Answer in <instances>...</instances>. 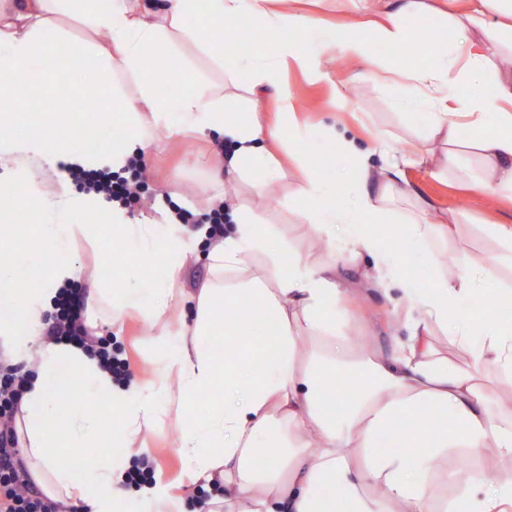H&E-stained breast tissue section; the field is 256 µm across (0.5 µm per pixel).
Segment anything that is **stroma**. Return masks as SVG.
Returning a JSON list of instances; mask_svg holds the SVG:
<instances>
[{
	"mask_svg": "<svg viewBox=\"0 0 512 512\" xmlns=\"http://www.w3.org/2000/svg\"><path fill=\"white\" fill-rule=\"evenodd\" d=\"M179 61L188 71L190 81L201 82L226 98L244 99V88L251 81L250 73H238L233 79L227 77L224 60L212 55L203 45L181 43ZM327 72L326 81L313 83L301 69L292 67L284 70L280 87L268 86L264 89L267 107L260 120L268 124L276 118L275 99L279 90L290 91L293 95L298 107L296 121L312 133L310 139L300 144L311 163H319L322 157L331 153L329 145L320 138L323 129L329 126L354 141L359 149L370 150L369 162L376 169L384 166L385 157L371 149L375 134L387 132L414 142L420 139L421 130L413 117L420 106L415 100L406 95L396 96L390 89L365 82L353 86L346 84V68L332 62L328 63ZM212 151V145L197 136L162 140L160 147L150 150L146 156L147 170L142 175L144 193L141 201L131 208L130 218L145 223L159 222L161 207L155 202V196L159 193L187 205L198 214H206L211 197L217 194L207 166ZM479 168V159L473 154L459 176L442 180L434 178L427 165L408 166L403 168L402 173L404 185L412 197L428 202L436 214H458L456 233L448 246L453 249L461 244L466 245L493 266L494 272L485 282L486 289L493 292L511 286L512 273L497 271L500 248L482 233L481 227L485 224H512V203L493 201L467 191L466 181L474 178ZM234 192L244 204L257 212L262 224L272 230L277 240L287 243L310 262L322 263L327 260V249L307 228L301 208L293 199V181L273 185L267 196L262 198L249 195L242 185L235 187ZM77 257L84 267L82 280L86 283L98 277H120L125 269L131 267L138 268L140 280L150 278L147 268L141 267L138 257L132 254L125 255L123 263L112 267L100 266L97 252L83 245L78 247ZM362 271V265L358 264L341 268L339 274L341 287L359 291V313L350 323L349 331L356 347L387 351L396 340L408 336L409 326L402 321L391 323L387 320V314L398 296L397 289L363 292ZM210 278L207 257L190 256L176 283L183 294L180 309L186 322H193L195 297ZM98 331L111 337L113 347L123 351L133 375L143 379L151 376L156 351L143 324L130 319L121 325H100ZM147 445L156 470L161 471L164 478L172 483L174 492L185 498L192 496V486L181 477L182 463L177 450L176 430L170 419L157 423L147 436ZM442 468L447 471L448 478L441 481L440 491L451 501L458 497L459 486L454 481V475L459 470L478 469L492 476L502 470L492 453L487 452L474 459L458 448L449 449Z\"/></svg>",
	"mask_w": 512,
	"mask_h": 512,
	"instance_id": "1",
	"label": "stroma"
}]
</instances>
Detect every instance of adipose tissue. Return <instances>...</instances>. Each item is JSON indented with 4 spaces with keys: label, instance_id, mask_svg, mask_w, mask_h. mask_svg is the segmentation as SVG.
Here are the masks:
<instances>
[{
    "label": "adipose tissue",
    "instance_id": "1",
    "mask_svg": "<svg viewBox=\"0 0 512 512\" xmlns=\"http://www.w3.org/2000/svg\"><path fill=\"white\" fill-rule=\"evenodd\" d=\"M267 3L166 0L160 24L146 21L136 0H25L16 10L0 8V174L17 187L0 199V342L16 360L34 364L16 414L26 465L47 496L79 512H128L130 463L111 451L144 445L165 417L179 423L184 478L212 492L206 512H436L438 468L449 449L476 456L489 450L512 467V405L494 403L486 385L492 371L512 378V320L472 310L490 269L465 247L442 260L452 226L410 201L399 184L402 167L423 163L435 142L444 149L434 175L458 172L456 143L465 125L484 165L474 188L512 200V79L499 77L501 65L512 66V0H450L433 61L405 73L423 107L416 120L424 141L377 134L375 148L387 158L377 172L332 133L334 153L354 166L311 165L294 148L307 133L295 121L292 96L280 94L277 120L264 127L253 117L262 104L256 91L278 86L293 66L325 81L334 59L350 65L351 80L390 85L373 44L406 47L405 17L437 12V5L399 0L370 22L354 6L344 24L332 26ZM48 14L76 17L107 37L67 70L68 91L95 97L94 120L64 111L57 89L32 71L60 37L42 25ZM243 16L278 35L260 53H235L238 68L252 73L249 111L226 106L204 87L159 92V79L177 84L184 77L172 65L181 41L205 42L223 56L224 24ZM303 40L309 53L297 50ZM148 57L168 62L163 75L144 68ZM120 73L138 75L137 100L115 83ZM34 94L37 111L24 112ZM22 119L28 131L17 141L13 130ZM107 129L105 150L84 154L83 145ZM159 130L223 143L213 179L246 182L259 197L297 170L294 198L330 252L329 261L310 263L275 243L252 210L233 208L223 239L209 250L213 278L197 294L194 324L181 328L174 346L158 322L177 306L174 281L192 240L207 239L208 227L184 235L170 209L163 223L142 224L125 207L103 206L95 194L71 192L48 177L61 164L122 170L156 146ZM106 232L113 250L161 267L136 287L101 278L91 288L99 314L112 323L137 317L154 327L164 353L142 384H114L81 348L41 338L60 288L80 275L71 258L75 240L94 246ZM410 253L423 259L415 278L401 263ZM366 256L373 260L371 288H397L392 317L411 325L390 353L354 352L348 333L351 298L337 283L338 269ZM437 331L468 355L467 365L435 350ZM206 336L223 337V363L204 346ZM219 383L224 394L212 410L181 423L184 402ZM102 390L110 394L107 410L91 409ZM78 467L84 480L74 477ZM461 489L465 512H512V478L493 486L487 475L470 474Z\"/></svg>",
    "mask_w": 512,
    "mask_h": 512
}]
</instances>
